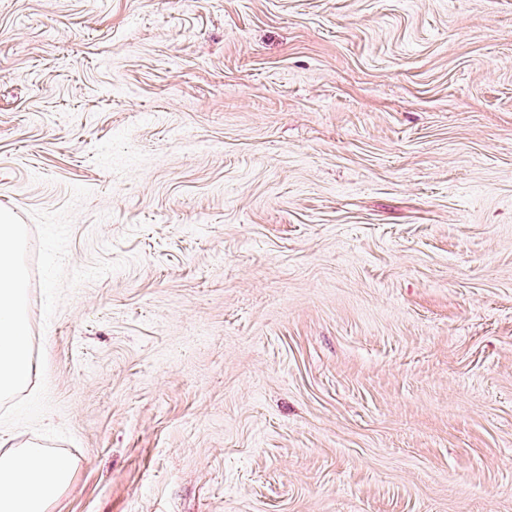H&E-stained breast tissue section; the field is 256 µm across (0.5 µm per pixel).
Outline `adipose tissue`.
<instances>
[{
  "mask_svg": "<svg viewBox=\"0 0 512 512\" xmlns=\"http://www.w3.org/2000/svg\"><path fill=\"white\" fill-rule=\"evenodd\" d=\"M20 227L0 210V397L30 377L25 317L26 274L19 259ZM74 464L30 449L0 453V512H48L70 482Z\"/></svg>",
  "mask_w": 512,
  "mask_h": 512,
  "instance_id": "obj_1",
  "label": "adipose tissue"
}]
</instances>
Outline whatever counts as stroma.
Segmentation results:
<instances>
[{
  "label": "stroma",
  "mask_w": 512,
  "mask_h": 512,
  "mask_svg": "<svg viewBox=\"0 0 512 512\" xmlns=\"http://www.w3.org/2000/svg\"><path fill=\"white\" fill-rule=\"evenodd\" d=\"M50 512H512V0H0Z\"/></svg>",
  "instance_id": "35a3bbf8"
}]
</instances>
